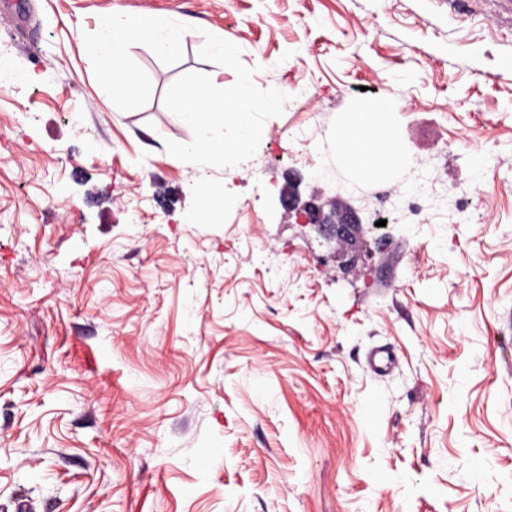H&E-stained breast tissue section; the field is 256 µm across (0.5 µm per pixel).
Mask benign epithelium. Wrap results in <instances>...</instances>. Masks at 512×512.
<instances>
[{
	"mask_svg": "<svg viewBox=\"0 0 512 512\" xmlns=\"http://www.w3.org/2000/svg\"><path fill=\"white\" fill-rule=\"evenodd\" d=\"M279 203L285 209L296 212L306 224H312L336 244L342 248L353 246L357 241L359 225L368 224L372 229H377L375 223L378 218L375 213H364L347 200L336 197L332 201L329 210H324V205L318 202L315 195L309 199H302L299 185L290 184L279 192Z\"/></svg>",
	"mask_w": 512,
	"mask_h": 512,
	"instance_id": "obj_1",
	"label": "benign epithelium"
}]
</instances>
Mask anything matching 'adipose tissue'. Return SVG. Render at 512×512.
I'll return each instance as SVG.
<instances>
[{"label":"adipose tissue","mask_w":512,"mask_h":512,"mask_svg":"<svg viewBox=\"0 0 512 512\" xmlns=\"http://www.w3.org/2000/svg\"><path fill=\"white\" fill-rule=\"evenodd\" d=\"M103 29L104 36L87 51V64L90 69L100 71L111 82L115 96L128 104L136 100L141 88L139 72L126 62L128 45L145 39L156 54L172 57L181 51L188 35L186 26L161 15L147 22L136 16L111 15L104 20ZM256 106L259 105L246 93L228 101L207 87L184 85L176 111L185 125L200 130L225 127L234 132L233 138L227 140L199 139L186 146V154H203L219 161L227 155L247 153L256 134L253 122ZM339 142L350 166L368 179L393 171L400 163L399 152L383 137L372 107L350 113L340 128Z\"/></svg>","instance_id":"adipose-tissue-1"}]
</instances>
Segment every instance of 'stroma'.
Listing matches in <instances>:
<instances>
[{
  "label": "stroma",
  "mask_w": 512,
  "mask_h": 512,
  "mask_svg": "<svg viewBox=\"0 0 512 512\" xmlns=\"http://www.w3.org/2000/svg\"><path fill=\"white\" fill-rule=\"evenodd\" d=\"M113 13L192 26L176 56L129 47L127 108L84 63ZM241 72L250 151L181 155L220 134L180 122L182 85L234 99ZM366 100L410 156L372 182L336 142ZM292 174L365 211L429 187L341 254L278 205ZM511 314V25L448 0L0 8V512H512Z\"/></svg>",
  "instance_id": "35a3bbf8"
}]
</instances>
